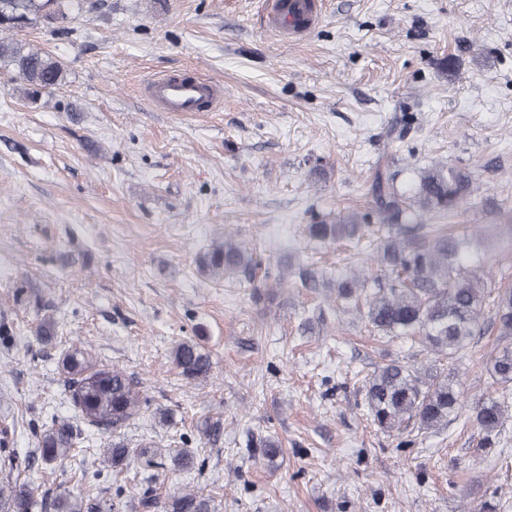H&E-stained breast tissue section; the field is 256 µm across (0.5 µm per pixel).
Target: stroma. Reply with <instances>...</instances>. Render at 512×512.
<instances>
[{
    "label": "stroma",
    "instance_id": "1",
    "mask_svg": "<svg viewBox=\"0 0 512 512\" xmlns=\"http://www.w3.org/2000/svg\"><path fill=\"white\" fill-rule=\"evenodd\" d=\"M264 0H70L62 26L17 36L64 64L38 100L0 68V424L19 459L50 416L75 419L59 360L79 346L137 381L144 408L122 441L195 452L184 470L102 464L111 434L82 427L76 462L18 475L40 492L109 500L182 489L217 512H512L505 445L478 452L464 412L413 447L377 430L362 379L433 355L371 334L330 280L351 251L315 248L308 224L373 213L378 164L407 189L440 162L470 173L477 204L453 221L497 225L489 287L512 269V0H324L300 37L263 23ZM196 72L224 87L208 112L174 115L146 87ZM252 249L251 275L211 278L198 258L225 236ZM45 317L56 336H33ZM192 340L211 362L188 381L172 361ZM494 332L455 375L464 405L487 398ZM220 421L218 440L204 420ZM276 436L266 459L257 444Z\"/></svg>",
    "mask_w": 512,
    "mask_h": 512
}]
</instances>
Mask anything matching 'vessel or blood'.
<instances>
[{
    "label": "vessel or blood",
    "mask_w": 512,
    "mask_h": 512,
    "mask_svg": "<svg viewBox=\"0 0 512 512\" xmlns=\"http://www.w3.org/2000/svg\"><path fill=\"white\" fill-rule=\"evenodd\" d=\"M266 24L291 35L308 32L321 20L318 0H267ZM150 101L168 112H195L202 102L219 104L224 89L210 80L193 77H160L148 87Z\"/></svg>",
    "instance_id": "obj_1"
}]
</instances>
